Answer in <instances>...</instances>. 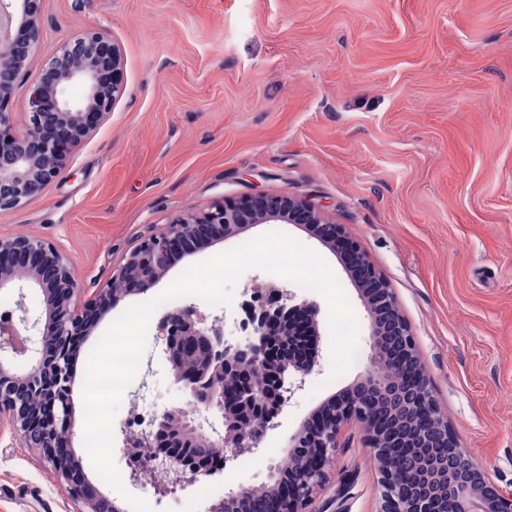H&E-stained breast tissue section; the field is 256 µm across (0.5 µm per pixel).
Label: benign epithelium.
<instances>
[{
    "label": "benign epithelium",
    "instance_id": "7a95c632",
    "mask_svg": "<svg viewBox=\"0 0 512 512\" xmlns=\"http://www.w3.org/2000/svg\"><path fill=\"white\" fill-rule=\"evenodd\" d=\"M25 37L29 52L40 42L39 2L23 0ZM10 26L0 25V209L40 198L59 176L70 149L81 143L95 123L105 118L121 93L119 49L102 33L87 32L64 40L56 59L47 64L36 83L22 87L18 78L27 64L11 52ZM75 43L103 47L112 60V86L104 87L97 68L69 59ZM82 95L74 98L71 87ZM25 89L26 130L13 131L10 96ZM286 223L306 227L312 236L332 245L358 288L370 319L367 369L349 388L329 397L304 419L286 440L283 450L293 455L299 441L297 477L279 482L278 472L262 486L238 485L208 512H251L255 494L272 489L278 512H310L313 494L326 478V467L346 424L359 423L366 447L384 459L380 512H442L438 488L447 487L454 512H512V492L503 490L481 468L470 466L466 449L448 427L430 387L413 334L388 283L361 245L341 224L329 222L314 204L287 194L258 192L240 203L215 202L201 210L188 209L171 219L165 231L151 234L112 270L94 299L78 307L77 283L67 259L50 244L16 236L0 239V291L13 286L38 289L45 317L33 318L17 301L21 316L0 317V427L12 430L24 448L39 451L42 460L65 484L82 512H123L115 500L89 484L82 461L73 448L72 370L76 337L86 338L121 297L151 290L171 269L180 253H191L212 241L228 239L248 224ZM240 326L244 340L225 336L223 321L206 325L193 304L167 312L158 329L175 383L206 413L217 412L223 430L204 425L179 406L153 418L150 429L126 433L123 452L131 448L164 447V438L177 427L190 437L185 454L160 457L163 471L153 485L162 499L215 472L208 449L224 448L233 458L260 448L267 432L278 426L295 391L320 365V309L306 299L298 302L287 289L268 283L254 289L245 304ZM24 357L27 370H16L3 358ZM410 369L420 382L404 386L392 375ZM298 381H286L288 376ZM428 421L417 422L419 408ZM391 424H406L407 434L377 427V416Z\"/></svg>",
    "mask_w": 512,
    "mask_h": 512
}]
</instances>
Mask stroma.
Returning a JSON list of instances; mask_svg holds the SVG:
<instances>
[{
    "mask_svg": "<svg viewBox=\"0 0 512 512\" xmlns=\"http://www.w3.org/2000/svg\"><path fill=\"white\" fill-rule=\"evenodd\" d=\"M34 82L66 38L109 37L123 92L40 198L0 210V237L41 239L91 300L125 255L171 217L257 193L317 198L392 289L448 425L470 460L512 492V0H40ZM282 232L321 257L359 321L360 360L320 363L237 482L271 460L324 400L366 369L369 319L336 253L293 224H254L176 261L185 269ZM153 512H208L223 473L156 498ZM380 471L345 425L314 506L379 512ZM37 450L0 431V512H77Z\"/></svg>",
    "mask_w": 512,
    "mask_h": 512,
    "instance_id": "1",
    "label": "stroma"
}]
</instances>
